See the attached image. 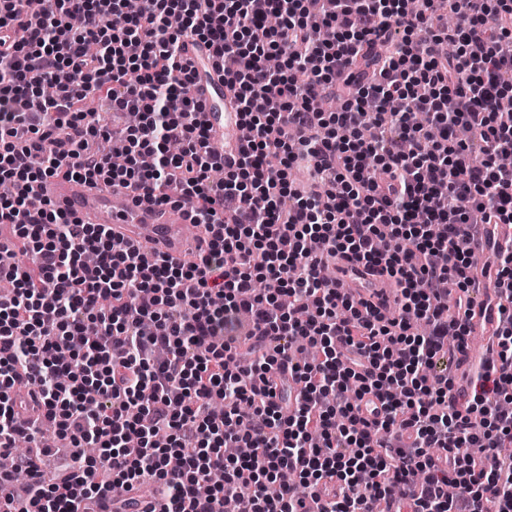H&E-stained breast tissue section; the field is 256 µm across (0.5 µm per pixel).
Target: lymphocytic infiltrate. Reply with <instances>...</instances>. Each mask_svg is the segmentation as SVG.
<instances>
[{"label": "lymphocytic infiltrate", "instance_id": "obj_1", "mask_svg": "<svg viewBox=\"0 0 512 512\" xmlns=\"http://www.w3.org/2000/svg\"><path fill=\"white\" fill-rule=\"evenodd\" d=\"M408 2L0 0V224L34 259L0 296L12 512L90 510L148 478L164 512H303L311 494L375 512L398 485L410 512H512V237L489 233L512 224V0ZM187 37L222 61L252 130L235 166L210 147ZM90 90L121 127L84 109ZM59 175L187 203L211 238L146 259L37 201ZM482 231L500 324L461 406L436 358L467 347ZM339 254L387 276L390 313L327 279ZM284 361L304 384L290 414ZM19 385L73 447L56 477Z\"/></svg>", "mask_w": 512, "mask_h": 512}]
</instances>
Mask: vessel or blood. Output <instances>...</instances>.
Wrapping results in <instances>:
<instances>
[{"label": "vessel or blood", "instance_id": "obj_1", "mask_svg": "<svg viewBox=\"0 0 512 512\" xmlns=\"http://www.w3.org/2000/svg\"><path fill=\"white\" fill-rule=\"evenodd\" d=\"M183 66L195 73L193 94L206 108L215 146L240 149L239 117L232 94L224 85V72L217 65L208 47L193 38H186L181 49ZM35 195L73 212L84 223L102 224L110 228L114 238L143 244L147 254L162 252L176 260H185L188 252L206 246L205 230L189 233L190 208L185 204L158 205L145 198L131 196L125 189H107L75 177H51L36 185ZM334 283L353 296L364 295L375 287L378 296L374 305H381L390 293L389 280L381 275H367L364 268L345 257L336 259ZM472 334L489 333L497 327L494 311L475 301L469 318Z\"/></svg>", "mask_w": 512, "mask_h": 512}]
</instances>
